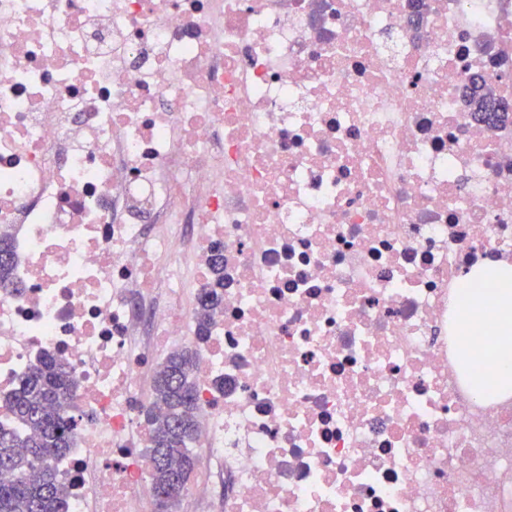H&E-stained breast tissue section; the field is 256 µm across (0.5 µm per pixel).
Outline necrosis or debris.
Instances as JSON below:
<instances>
[{
	"label": "necrosis or debris",
	"mask_w": 512,
	"mask_h": 512,
	"mask_svg": "<svg viewBox=\"0 0 512 512\" xmlns=\"http://www.w3.org/2000/svg\"><path fill=\"white\" fill-rule=\"evenodd\" d=\"M476 79L512 105V0H0V421L66 366V512H152L183 349L202 512H512V396L454 331L462 270L512 262ZM214 276L208 288H203L198 300V332L199 339H204L207 322L213 311L222 301L224 297V265L221 257L220 249H216L213 263Z\"/></svg>",
	"instance_id": "necrosis-or-debris-1"
}]
</instances>
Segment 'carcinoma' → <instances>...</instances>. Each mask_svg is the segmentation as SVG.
Segmentation results:
<instances>
[{
    "instance_id": "obj_1",
    "label": "carcinoma",
    "mask_w": 512,
    "mask_h": 512,
    "mask_svg": "<svg viewBox=\"0 0 512 512\" xmlns=\"http://www.w3.org/2000/svg\"><path fill=\"white\" fill-rule=\"evenodd\" d=\"M478 112L506 116L508 112L475 89L470 97ZM214 276L198 300L199 339L224 297V265L216 253ZM194 354L170 355L154 378L157 399L164 415L146 414L152 447L147 449L153 493L174 490L185 494L196 466L194 444L199 430L196 383L191 370ZM68 392V373L58 360L46 356L11 392V418L0 424V472L11 479L0 481V512H65L69 482L59 477L58 463L69 448L76 422L62 407Z\"/></svg>"
}]
</instances>
